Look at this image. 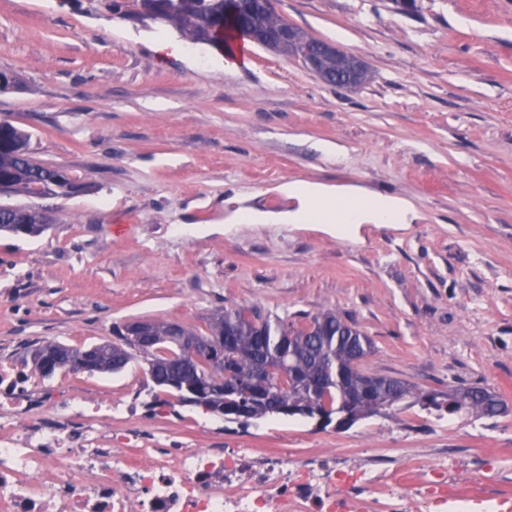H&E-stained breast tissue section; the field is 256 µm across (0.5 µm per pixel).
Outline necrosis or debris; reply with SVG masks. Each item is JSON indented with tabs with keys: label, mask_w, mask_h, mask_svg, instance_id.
<instances>
[{
	"label": "necrosis or debris",
	"mask_w": 512,
	"mask_h": 512,
	"mask_svg": "<svg viewBox=\"0 0 512 512\" xmlns=\"http://www.w3.org/2000/svg\"><path fill=\"white\" fill-rule=\"evenodd\" d=\"M35 373L0 362V512H448L461 502L463 452L401 461L372 448H180L137 428L98 435L87 419L135 405L54 395L33 405Z\"/></svg>",
	"instance_id": "necrosis-or-debris-1"
}]
</instances>
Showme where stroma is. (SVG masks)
<instances>
[{"instance_id": "stroma-1", "label": "stroma", "mask_w": 512, "mask_h": 512, "mask_svg": "<svg viewBox=\"0 0 512 512\" xmlns=\"http://www.w3.org/2000/svg\"><path fill=\"white\" fill-rule=\"evenodd\" d=\"M317 39L359 55L373 79L321 81L253 46L235 70L159 50L175 28L88 0H0V119L29 152L64 166L67 197L4 195L48 208L31 237L0 232V359L50 338L75 347L116 324L175 320L206 332L218 307L300 322L333 310L374 343L364 363L425 390L480 385L506 413L436 417L398 407L348 428L267 417L248 426L176 403L141 409L163 447L266 445L498 450L512 470V0H275ZM466 26H459L458 18ZM357 183L409 200V228L362 225L356 240L314 224L224 225V203L284 208L276 185ZM89 402L152 390L143 363L68 374Z\"/></svg>"}]
</instances>
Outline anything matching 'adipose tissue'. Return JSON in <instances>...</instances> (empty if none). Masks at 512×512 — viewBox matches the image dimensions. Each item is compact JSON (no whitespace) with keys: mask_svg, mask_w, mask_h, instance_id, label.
Returning a JSON list of instances; mask_svg holds the SVG:
<instances>
[{"mask_svg":"<svg viewBox=\"0 0 512 512\" xmlns=\"http://www.w3.org/2000/svg\"><path fill=\"white\" fill-rule=\"evenodd\" d=\"M291 202L288 209L261 211L247 204L229 211V224H321L332 234L358 236L364 224H408L415 217L412 204L381 196L356 185L329 186L298 180L281 185Z\"/></svg>","mask_w":512,"mask_h":512,"instance_id":"adipose-tissue-1","label":"adipose tissue"}]
</instances>
